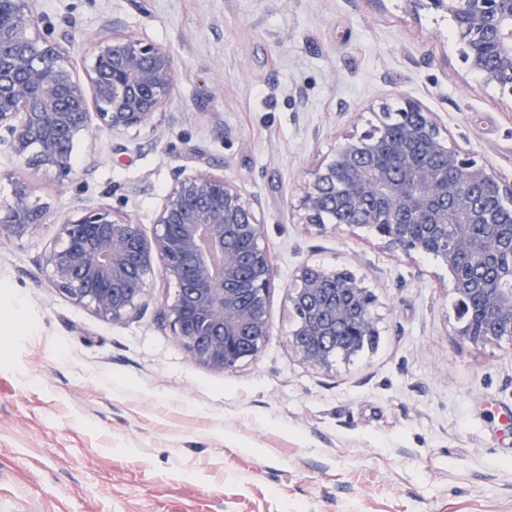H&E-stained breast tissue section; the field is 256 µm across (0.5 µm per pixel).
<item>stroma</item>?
<instances>
[{
    "instance_id": "1",
    "label": "stroma",
    "mask_w": 512,
    "mask_h": 512,
    "mask_svg": "<svg viewBox=\"0 0 512 512\" xmlns=\"http://www.w3.org/2000/svg\"><path fill=\"white\" fill-rule=\"evenodd\" d=\"M76 74L106 21L179 63L170 106L125 155L101 133L72 182L0 145V203L34 189L47 218L0 243V512H512V343H460L446 269L371 234L305 229L307 172L376 107L423 102L512 179V103L459 61L446 15L408 0H35ZM208 165L258 197L274 260L270 338L235 372L193 363L154 314L112 323L51 287L59 220L107 204L153 232L174 168ZM379 297L380 336L319 372L288 347L303 263Z\"/></svg>"
}]
</instances>
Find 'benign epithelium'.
<instances>
[{"label":"benign epithelium","instance_id":"1","mask_svg":"<svg viewBox=\"0 0 512 512\" xmlns=\"http://www.w3.org/2000/svg\"><path fill=\"white\" fill-rule=\"evenodd\" d=\"M448 16L465 69L512 102V0H408ZM81 82L54 31L40 25L34 0H0V144L28 166L77 178L78 139L153 129L172 98L178 62L165 47L123 33L118 23L91 38ZM422 147L428 159L412 153ZM149 236L139 222L104 205H82L59 222L46 256L50 281L72 303L113 323L143 313L155 277L175 286L158 308L191 360L227 373L256 358L270 336L268 291L274 267L261 247L259 202L222 174L172 172ZM512 182L457 146L436 113L406 98L359 137L348 135L311 170L298 201L304 224L320 231L367 230L406 256L429 254L448 270L454 331L478 346L512 342V226L494 223L478 191ZM34 188L18 183L0 206V241L46 219ZM378 297L348 269L303 264L288 291V346L302 365L328 370L379 336Z\"/></svg>","mask_w":512,"mask_h":512}]
</instances>
